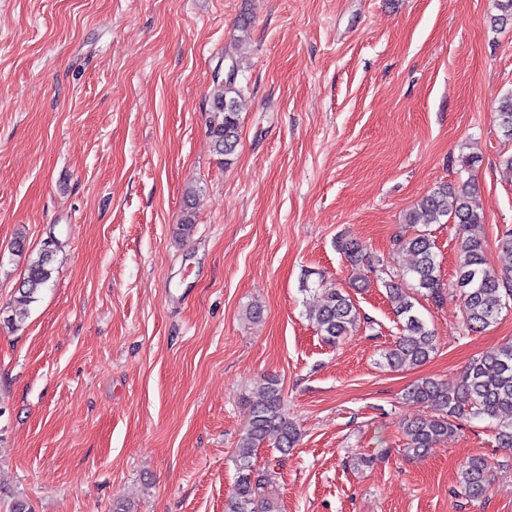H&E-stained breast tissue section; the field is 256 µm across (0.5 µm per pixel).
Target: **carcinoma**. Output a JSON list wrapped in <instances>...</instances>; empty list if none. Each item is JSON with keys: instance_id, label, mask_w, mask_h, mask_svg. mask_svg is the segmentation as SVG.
Wrapping results in <instances>:
<instances>
[{"instance_id": "cac0c4a2", "label": "carcinoma", "mask_w": 512, "mask_h": 512, "mask_svg": "<svg viewBox=\"0 0 512 512\" xmlns=\"http://www.w3.org/2000/svg\"><path fill=\"white\" fill-rule=\"evenodd\" d=\"M498 14L492 24L506 26L512 21V0H497ZM236 60L224 54V71H215L210 97L211 113L208 131L213 152L231 163L239 145V100L243 89L238 83ZM496 120L503 135L512 139V91L504 93L496 107ZM478 185L468 177L455 184L441 183L423 196L406 216V223L425 227L452 223L458 226L455 291L463 325L469 331H483L495 325L504 309L512 308V230H505L498 239L500 252L509 261L501 271L486 257L484 241L471 233L484 223L477 203ZM398 249L414 256V262L402 272L372 258L367 245L355 238H342L338 248L348 261L362 266L376 276L386 290L397 317L401 336L383 354L384 363L393 369L412 368L426 363L437 350L435 333L416 310V297L421 295L436 303L445 298L446 288L440 279V265L435 244L427 231L410 238L397 239ZM54 250L46 245L27 266L19 296L15 297V316L25 314L35 302V294L52 278ZM313 272L304 274L301 291L319 293V300L306 309L322 340L338 344L356 330L360 322L357 308L349 295L336 284L319 276L309 285ZM259 399L253 403L248 426L238 439L235 450L237 480L224 512H278V503L269 492V478L257 471L253 462L255 451L269 438L276 436V448L288 452L298 433L288 420L278 380L264 378L258 383ZM404 398L422 404L434 414L408 421L402 432L407 438V451L421 456L448 440L461 420H489L494 424L495 439L501 448H512V341H507L485 355L472 360L464 369L458 385L450 389L433 379L421 378L411 384ZM490 466L482 457L468 459L460 470L457 496L468 500L479 498Z\"/></svg>"}]
</instances>
